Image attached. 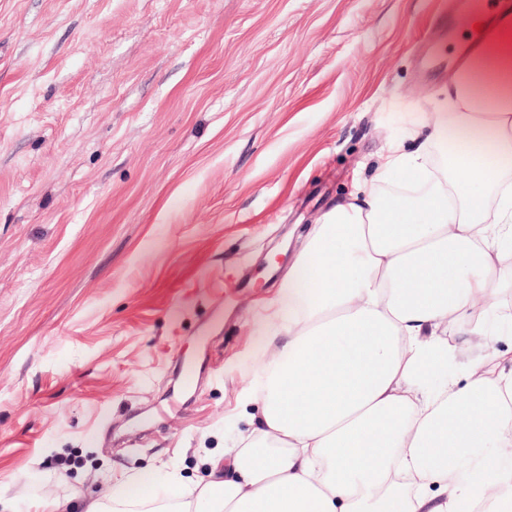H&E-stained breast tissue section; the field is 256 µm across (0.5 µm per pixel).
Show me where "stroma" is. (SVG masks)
<instances>
[{"label":"stroma","mask_w":512,"mask_h":512,"mask_svg":"<svg viewBox=\"0 0 512 512\" xmlns=\"http://www.w3.org/2000/svg\"><path fill=\"white\" fill-rule=\"evenodd\" d=\"M499 0H0V486L14 512L234 447L305 234Z\"/></svg>","instance_id":"stroma-1"}]
</instances>
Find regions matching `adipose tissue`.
Segmentation results:
<instances>
[{
  "label": "adipose tissue",
  "mask_w": 512,
  "mask_h": 512,
  "mask_svg": "<svg viewBox=\"0 0 512 512\" xmlns=\"http://www.w3.org/2000/svg\"><path fill=\"white\" fill-rule=\"evenodd\" d=\"M413 150L312 229L261 331L252 438L182 492L114 481L82 512H512V8L484 24ZM452 142L444 164L432 144ZM467 338L459 349L451 331Z\"/></svg>",
  "instance_id": "obj_1"
}]
</instances>
